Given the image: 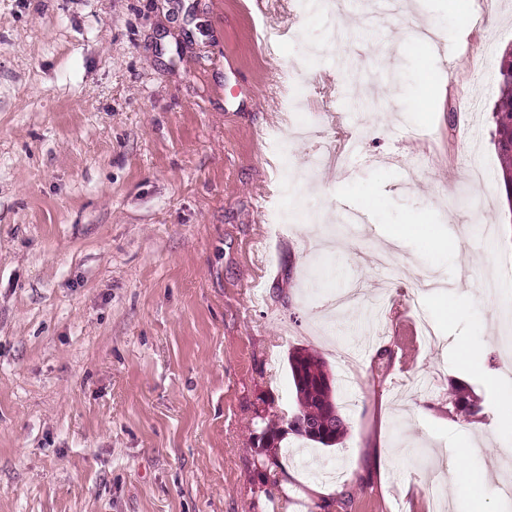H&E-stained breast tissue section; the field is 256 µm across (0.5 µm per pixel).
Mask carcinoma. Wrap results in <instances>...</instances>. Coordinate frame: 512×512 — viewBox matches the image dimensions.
Here are the masks:
<instances>
[{"instance_id":"carcinoma-1","label":"carcinoma","mask_w":512,"mask_h":512,"mask_svg":"<svg viewBox=\"0 0 512 512\" xmlns=\"http://www.w3.org/2000/svg\"><path fill=\"white\" fill-rule=\"evenodd\" d=\"M498 84L501 95L493 110L495 129L494 143L504 165L506 192L512 191V67L499 68ZM291 376H300L294 381L298 408L295 414L309 420L318 434L294 433L303 440L325 447L341 443L347 433L344 418L339 412L332 385L328 384L329 370L326 362L312 352L300 353L294 364H289ZM454 408L463 416L472 419L484 418V407L471 399L463 390H455Z\"/></svg>"}]
</instances>
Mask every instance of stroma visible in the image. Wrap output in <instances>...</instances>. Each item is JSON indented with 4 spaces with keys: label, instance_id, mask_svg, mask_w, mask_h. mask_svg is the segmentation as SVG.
<instances>
[{
    "label": "stroma",
    "instance_id": "35a3bbf8",
    "mask_svg": "<svg viewBox=\"0 0 512 512\" xmlns=\"http://www.w3.org/2000/svg\"><path fill=\"white\" fill-rule=\"evenodd\" d=\"M475 2L0 0V512H433L420 448L446 465L445 512H504L512 209L492 112L512 0ZM411 11L459 31L454 54L420 61ZM300 121L318 135L280 161L272 137ZM422 317L435 337L403 362L400 323ZM295 348L326 361L348 434L263 451L257 417L296 408Z\"/></svg>",
    "mask_w": 512,
    "mask_h": 512
}]
</instances>
